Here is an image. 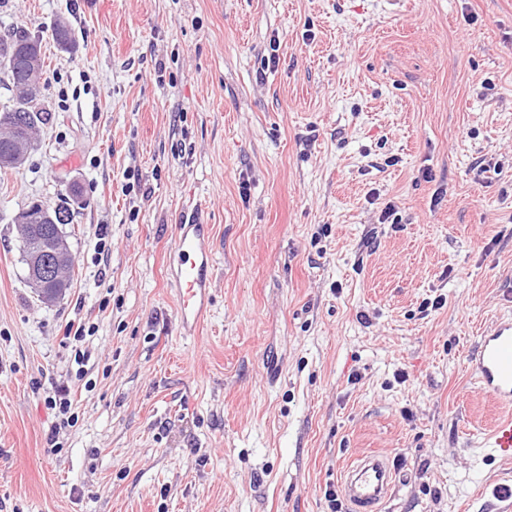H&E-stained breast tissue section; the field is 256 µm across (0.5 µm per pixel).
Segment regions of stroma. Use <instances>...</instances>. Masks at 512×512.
<instances>
[{
    "instance_id": "35a3bbf8",
    "label": "stroma",
    "mask_w": 512,
    "mask_h": 512,
    "mask_svg": "<svg viewBox=\"0 0 512 512\" xmlns=\"http://www.w3.org/2000/svg\"><path fill=\"white\" fill-rule=\"evenodd\" d=\"M16 26L52 119L0 178V512H330L377 449L385 512H499L466 356L512 316V0H0ZM71 186L44 305L14 217ZM194 208L214 303L186 337L167 256ZM47 403L51 410H56V415L62 417L63 424L72 427L78 422V414L73 411V398L70 389H55L52 395L47 397ZM68 415V416H67Z\"/></svg>"
}]
</instances>
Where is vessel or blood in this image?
Segmentation results:
<instances>
[{"mask_svg":"<svg viewBox=\"0 0 512 512\" xmlns=\"http://www.w3.org/2000/svg\"><path fill=\"white\" fill-rule=\"evenodd\" d=\"M167 268L176 287L179 331L196 335L212 305L215 273L212 227L202 214L180 222ZM467 362L480 393L502 410L480 448L486 457L511 461L512 317L498 318L486 328ZM397 482L391 454L374 451L348 465L337 488L348 512H384Z\"/></svg>","mask_w":512,"mask_h":512,"instance_id":"vessel-or-blood-1","label":"vessel or blood"}]
</instances>
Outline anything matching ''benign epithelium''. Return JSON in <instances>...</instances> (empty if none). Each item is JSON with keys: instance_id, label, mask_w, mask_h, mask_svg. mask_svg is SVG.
I'll return each instance as SVG.
<instances>
[{"instance_id": "7a95c632", "label": "benign epithelium", "mask_w": 512, "mask_h": 512, "mask_svg": "<svg viewBox=\"0 0 512 512\" xmlns=\"http://www.w3.org/2000/svg\"><path fill=\"white\" fill-rule=\"evenodd\" d=\"M24 99L21 105L16 107L12 113L11 124L4 129L7 136L15 143V149L5 155H0V165L11 166L19 162L27 155L32 139L29 135L27 124L19 121V114L22 112H39L44 108V86L36 79L28 81L22 88ZM55 212L49 210L42 203L36 201L21 210L15 221L19 225H26L34 231L40 223L54 222ZM24 258L26 263V281L34 288L38 300L50 305L57 301L65 293L59 288L49 290L46 285L50 281L57 280V274L63 272L72 258L71 250L65 241V234L60 228H55V235L52 241L43 245L37 243L33 246H25Z\"/></svg>"}]
</instances>
